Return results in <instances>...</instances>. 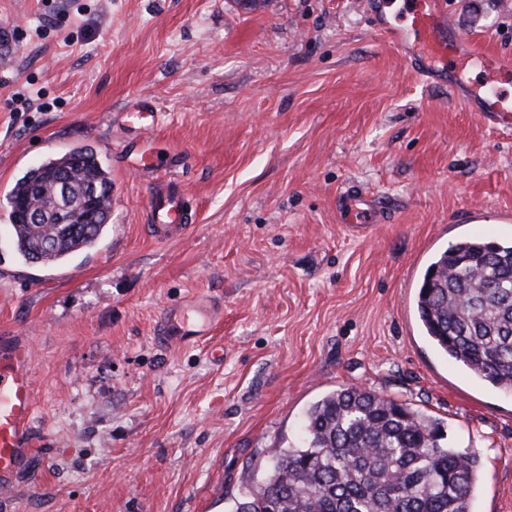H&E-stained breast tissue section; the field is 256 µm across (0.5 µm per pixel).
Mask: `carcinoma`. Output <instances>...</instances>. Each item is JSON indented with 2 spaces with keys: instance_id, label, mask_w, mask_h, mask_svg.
<instances>
[{
  "instance_id": "obj_1",
  "label": "carcinoma",
  "mask_w": 512,
  "mask_h": 512,
  "mask_svg": "<svg viewBox=\"0 0 512 512\" xmlns=\"http://www.w3.org/2000/svg\"><path fill=\"white\" fill-rule=\"evenodd\" d=\"M70 176L69 206L91 186L105 191L95 224L55 223L49 177ZM110 171L91 149L44 161L9 197L46 210L48 222L12 220L14 251L57 265L99 242L111 219ZM423 335L461 367L512 392V241L462 237L436 253L415 297ZM305 445L276 448L266 476L243 480L230 512H473L480 460L441 443L424 414L359 387L335 390L305 413Z\"/></svg>"
}]
</instances>
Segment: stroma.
I'll return each mask as SVG.
<instances>
[{"label": "stroma", "instance_id": "35a3bbf8", "mask_svg": "<svg viewBox=\"0 0 512 512\" xmlns=\"http://www.w3.org/2000/svg\"><path fill=\"white\" fill-rule=\"evenodd\" d=\"M442 2L512 58V0ZM141 97L155 125L123 127ZM80 147L111 172L109 230L63 266L25 264L10 189ZM162 178L196 212L166 243L147 229ZM351 186L388 208L363 235L338 221ZM464 236L512 239V127L418 75L362 0H0V337L32 352L43 440L0 512H228L349 386L436 420L482 461L473 512H512V393L415 315L431 257ZM197 296L223 326L162 342L166 308Z\"/></svg>", "mask_w": 512, "mask_h": 512}]
</instances>
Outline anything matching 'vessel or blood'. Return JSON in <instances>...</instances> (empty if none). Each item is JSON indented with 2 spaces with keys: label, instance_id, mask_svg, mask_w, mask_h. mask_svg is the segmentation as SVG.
<instances>
[{
  "label": "vessel or blood",
  "instance_id": "b4317fda",
  "mask_svg": "<svg viewBox=\"0 0 512 512\" xmlns=\"http://www.w3.org/2000/svg\"><path fill=\"white\" fill-rule=\"evenodd\" d=\"M369 3L377 34L393 43L421 75L430 77L449 70L459 80L472 68H481L483 82L469 85L466 95L471 111L480 113L486 120L512 115V104L500 91L501 84L512 79V61L474 47L450 26L448 15L439 7L438 0H402L405 20L401 23L388 15L392 0H369ZM336 208L343 222L355 225L360 232L380 221L378 210L354 190L339 195ZM192 223V208L182 187L174 180H161L152 194L151 237L158 242L181 237ZM194 308L202 314V321L187 317L182 307L166 310L162 335L180 342L207 335L211 303L203 299L196 302ZM30 360L28 347L0 348L1 494L9 492L13 474L25 464L31 449L41 445L29 427L34 408L33 384L28 370Z\"/></svg>",
  "mask_w": 512,
  "mask_h": 512
}]
</instances>
